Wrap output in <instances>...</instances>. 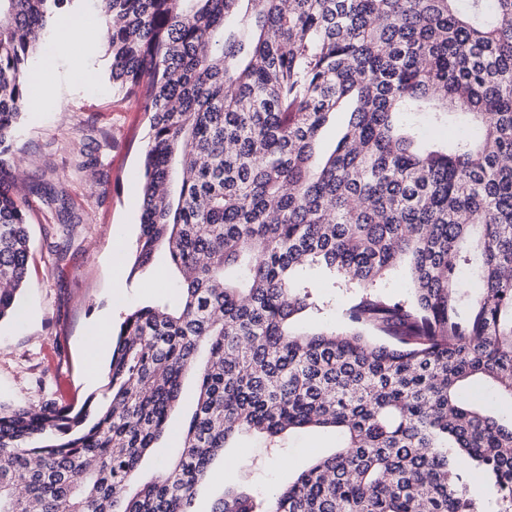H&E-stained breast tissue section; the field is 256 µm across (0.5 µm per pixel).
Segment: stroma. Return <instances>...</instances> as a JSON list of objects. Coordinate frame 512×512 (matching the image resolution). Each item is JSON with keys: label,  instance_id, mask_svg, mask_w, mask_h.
Segmentation results:
<instances>
[{"label": "stroma", "instance_id": "1", "mask_svg": "<svg viewBox=\"0 0 512 512\" xmlns=\"http://www.w3.org/2000/svg\"><path fill=\"white\" fill-rule=\"evenodd\" d=\"M82 13L83 40L60 37L67 18ZM101 20L91 0H71L61 9L41 57L51 66L35 88L17 130L14 162L28 185L27 286L15 314L0 321V404L81 407L101 394L107 382L111 347L99 354L97 373L86 367V338L99 324L118 325L129 311L166 298L176 300L177 277L166 254L154 267L162 278L131 274L133 246L142 208L141 153L148 142L149 117L140 103L122 99L106 76L108 61L97 39ZM95 72L87 84L85 72ZM70 109H56L58 100ZM63 192L74 229L63 238L58 212L45 197ZM193 411L184 400L172 417L158 450L146 457L138 481L151 479L180 448L179 429ZM329 432L311 431L286 440L280 453L261 438L244 434L226 449L199 486L193 510L211 512L213 501L232 484L252 496L287 485L313 453L335 448Z\"/></svg>", "mask_w": 512, "mask_h": 512}]
</instances>
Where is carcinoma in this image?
Segmentation results:
<instances>
[{
    "mask_svg": "<svg viewBox=\"0 0 512 512\" xmlns=\"http://www.w3.org/2000/svg\"><path fill=\"white\" fill-rule=\"evenodd\" d=\"M69 2L0 0V321L26 284L28 62ZM95 2L149 115L131 273L165 251L178 301L123 317L95 406L0 407V512H193L231 438L310 428L335 451L211 512H482L461 454L512 505V0ZM404 262L406 298L382 286ZM306 271L350 330L294 327L325 306ZM188 372L180 452L138 484Z\"/></svg>",
    "mask_w": 512,
    "mask_h": 512,
    "instance_id": "1",
    "label": "carcinoma"
}]
</instances>
